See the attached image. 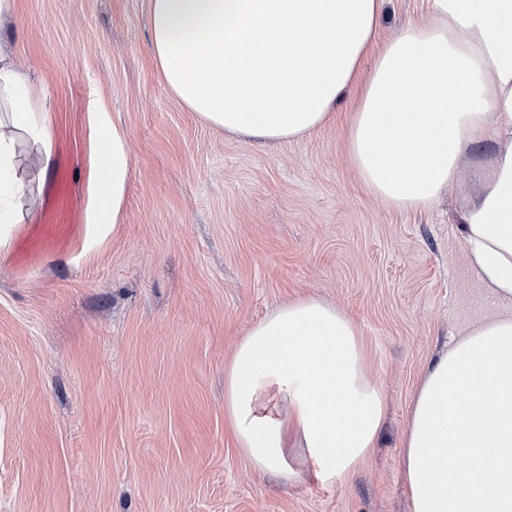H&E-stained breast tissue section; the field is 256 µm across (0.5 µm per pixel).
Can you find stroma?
<instances>
[{
	"instance_id": "stroma-1",
	"label": "stroma",
	"mask_w": 512,
	"mask_h": 512,
	"mask_svg": "<svg viewBox=\"0 0 512 512\" xmlns=\"http://www.w3.org/2000/svg\"><path fill=\"white\" fill-rule=\"evenodd\" d=\"M0 27L51 107L55 166L0 224V512H412L402 441L430 364L494 311L451 200L404 211L346 150L356 108L258 144L170 94L148 0H14ZM426 17L386 0V42ZM132 168L119 223L95 220V131ZM305 296L360 328L386 416L337 480L281 482L224 421V366L247 331Z\"/></svg>"
}]
</instances>
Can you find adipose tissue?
I'll use <instances>...</instances> for the list:
<instances>
[{"mask_svg":"<svg viewBox=\"0 0 512 512\" xmlns=\"http://www.w3.org/2000/svg\"><path fill=\"white\" fill-rule=\"evenodd\" d=\"M384 2L149 0L152 52L178 103L256 141L302 138L356 93L347 150L367 189L400 210L444 193L458 202L467 262L495 312L429 366L402 471L413 512H512V0H429L424 22L378 49ZM123 140L96 130L103 224L118 220L131 170ZM27 150L47 180V99L0 48L1 224L26 196ZM384 416L360 329L314 296L272 310L224 369L225 421L255 468L285 480L298 450L317 478L346 475Z\"/></svg>","mask_w":512,"mask_h":512,"instance_id":"ef3b65f1","label":"adipose tissue"}]
</instances>
